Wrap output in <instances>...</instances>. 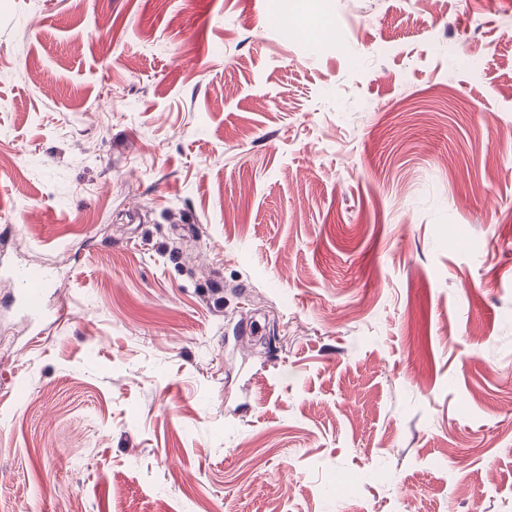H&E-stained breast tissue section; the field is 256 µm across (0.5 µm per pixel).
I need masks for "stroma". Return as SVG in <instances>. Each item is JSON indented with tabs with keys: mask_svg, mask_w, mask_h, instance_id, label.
Instances as JSON below:
<instances>
[{
	"mask_svg": "<svg viewBox=\"0 0 512 512\" xmlns=\"http://www.w3.org/2000/svg\"><path fill=\"white\" fill-rule=\"evenodd\" d=\"M3 224L0 512H512V0H0ZM50 278L49 270L43 267H19L14 271L15 294L33 320L47 318L46 295Z\"/></svg>",
	"mask_w": 512,
	"mask_h": 512,
	"instance_id": "obj_1",
	"label": "stroma"
}]
</instances>
